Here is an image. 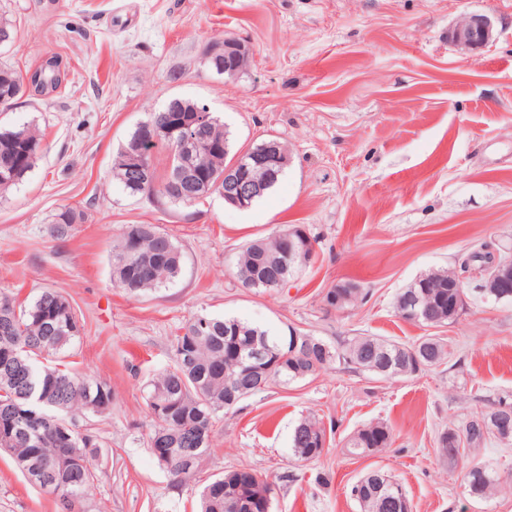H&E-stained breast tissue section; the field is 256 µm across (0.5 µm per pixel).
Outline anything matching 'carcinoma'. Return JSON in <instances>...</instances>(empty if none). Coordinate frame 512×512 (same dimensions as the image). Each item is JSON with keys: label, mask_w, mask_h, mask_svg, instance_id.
<instances>
[{"label": "carcinoma", "mask_w": 512, "mask_h": 512, "mask_svg": "<svg viewBox=\"0 0 512 512\" xmlns=\"http://www.w3.org/2000/svg\"><path fill=\"white\" fill-rule=\"evenodd\" d=\"M248 58H229L223 64L205 58L206 67L227 78L237 77L247 66ZM17 71L0 66V98L17 102L24 91L16 83ZM68 67L58 55L47 57L35 66L34 83L42 89L56 91ZM195 118L192 112H151L143 124L155 122L158 140L155 151L168 152V162L176 170L187 154V169L201 185L199 194L206 197L224 188V166L236 154L224 124L209 115L198 142L187 147L179 139L180 129ZM142 124L119 145L112 162V175L131 196L147 195L171 204L188 206L193 200H178L161 186L163 177L156 174L143 183L130 181L122 167V157L139 136ZM44 134L32 125L0 126V190H6L25 178L42 152ZM85 219L83 210L62 207L53 217L54 237L65 239L73 225ZM316 240L293 254L279 239V233L253 240L237 256L234 274L246 288L278 291L288 287L303 267L316 256ZM185 253L169 234L152 224H125L112 247L113 279L117 287L130 296H139L175 282L182 274ZM473 260L467 253L451 268L437 270L415 279L396 296L394 308L404 320L423 324L426 315L440 327L455 319L462 306L465 285ZM339 303L327 306L344 310L358 301L361 288L353 282L341 283ZM83 325L68 298L52 288L42 289L25 308L16 309L15 298L0 291V450L10 454L20 473L32 484L59 501L62 512H91L85 493L96 479L93 460L97 447L95 436L76 429L72 416L79 411L96 415L109 412L115 400L112 386L105 381L79 378L53 363L66 354L80 337ZM254 341L267 342L285 357L270 368L265 385L280 382L288 385L323 371L332 362L342 361L353 368L387 378H409L438 367L450 358L447 344L438 336H423L412 345L380 336H354L342 347L333 348L320 337H313L309 353L288 356L290 337L242 321L235 317L196 316L179 327L173 339V364L161 371L149 384L147 407L168 409L153 420L148 445L154 459L168 455L165 471L172 485L183 488L195 482L208 455L219 413H228L238 403L227 401L230 390L237 388L240 399L258 393L252 379L244 373L246 347ZM500 410L494 408L471 417L462 426L441 432L438 453L453 460L466 449L481 445L493 437L512 441V430L494 433L492 420ZM326 434L322 422L305 418L294 428L291 444L294 455L304 461L322 455L310 432ZM392 429L377 421L359 429L348 440V451L355 455H372L391 446ZM251 487L234 478L229 470L210 481L200 493V512H252L250 496L273 497V485L257 474L250 475ZM464 489L471 499L488 498L500 486L499 477L487 468L473 464L461 472ZM350 496L360 512H403L408 499L404 487L384 471L366 473L350 488Z\"/></svg>", "instance_id": "1"}]
</instances>
